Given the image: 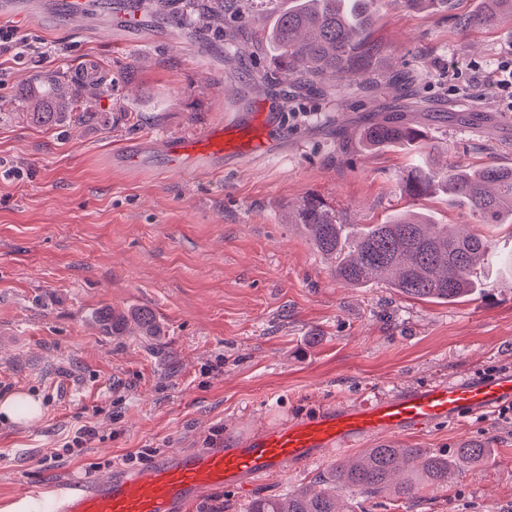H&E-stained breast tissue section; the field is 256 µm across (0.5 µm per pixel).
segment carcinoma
Segmentation results:
<instances>
[{
    "label": "carcinoma",
    "instance_id": "carcinoma-1",
    "mask_svg": "<svg viewBox=\"0 0 512 512\" xmlns=\"http://www.w3.org/2000/svg\"><path fill=\"white\" fill-rule=\"evenodd\" d=\"M169 12L171 0H156ZM295 5L280 14L275 24L263 30L262 40L279 50L277 77L273 81L310 84L332 94L338 83L358 89L373 87L371 76L379 53L373 39L379 0H293ZM256 0H182L169 17L205 35L217 28L230 47L240 50L249 42L242 26L234 21L253 12ZM512 19V0H481L475 11L456 16L462 32L477 31ZM51 86L62 112H32L30 118L52 128L64 121L99 123L105 112H87L85 90L76 83L64 84L53 73L40 76ZM420 130L407 124L401 114L384 116L368 124L359 135L364 149L420 141ZM407 195L418 199L434 186L466 202L483 224L512 220V167L495 163L478 170H448L441 156L430 153L403 177ZM295 223L307 232L318 251L335 261L336 277L351 286L365 287L385 278L402 294L421 300L450 302L469 295L480 286L476 266L490 248L484 236L446 224H434L421 213H400L382 224H344L318 197H308L295 214ZM112 335L121 336L128 323L136 324L142 336H158L153 312L142 308L131 313L110 311L101 316ZM489 442H462L450 458L426 448L383 442L359 456L335 463L323 488L302 487L285 496L257 497L245 512H346L340 507L336 488H350L366 498L384 494L412 501L424 488L448 486L451 472L488 459Z\"/></svg>",
    "mask_w": 512,
    "mask_h": 512
}]
</instances>
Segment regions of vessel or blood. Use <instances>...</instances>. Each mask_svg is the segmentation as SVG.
Instances as JSON below:
<instances>
[{
  "mask_svg": "<svg viewBox=\"0 0 512 512\" xmlns=\"http://www.w3.org/2000/svg\"><path fill=\"white\" fill-rule=\"evenodd\" d=\"M97 0H57L68 22L84 21ZM275 119L270 107L242 112L231 121L192 138L163 144L165 170L180 175L201 170L223 158L269 155ZM512 401V372L480 380L455 379L415 388L360 405L329 409L312 421H295L260 429L238 448L173 450L154 463L119 468L98 479L80 473L41 497L37 512H191L215 489L252 483L289 466L342 451L352 437L399 434L442 420L488 412Z\"/></svg>",
  "mask_w": 512,
  "mask_h": 512,
  "instance_id": "1",
  "label": "vessel or blood"
}]
</instances>
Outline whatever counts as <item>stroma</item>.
Returning <instances> with one entry per match:
<instances>
[{
    "label": "stroma",
    "instance_id": "35a3bbf8",
    "mask_svg": "<svg viewBox=\"0 0 512 512\" xmlns=\"http://www.w3.org/2000/svg\"><path fill=\"white\" fill-rule=\"evenodd\" d=\"M453 10H407L382 0L375 38L379 69L409 63L414 83L334 100L273 97L263 74L274 58H226L222 38L201 44L166 16L104 32L101 19L76 29L56 20L51 0H30L24 17L0 25L48 55L0 51V397L38 401L27 424L0 419V512H25L23 492H44L74 470L154 462L173 448L239 447L268 424L312 420L350 406L461 377L512 370V226L483 224L467 203L442 193L409 198L413 159L397 149L354 148L350 132L372 115L407 111L449 169L512 166V101L473 80L512 60V24L460 32ZM85 81L87 107L112 125L27 119L37 73ZM275 98L278 154L223 169L167 176L158 145L190 138ZM468 98L476 123L449 120L448 102ZM140 149L135 167L113 151ZM316 196L347 224H379L418 208L439 224L488 237L481 286L454 303L421 301L388 283L343 284L288 212ZM150 308L153 337L112 335L106 309ZM84 448H65L78 427ZM486 440L488 461L456 472L448 486L413 501L365 499L340 489L348 512H512V412L479 413L400 435L401 443L455 454ZM334 455L212 491L194 512H244L256 497L318 484Z\"/></svg>",
    "mask_w": 512,
    "mask_h": 512
}]
</instances>
